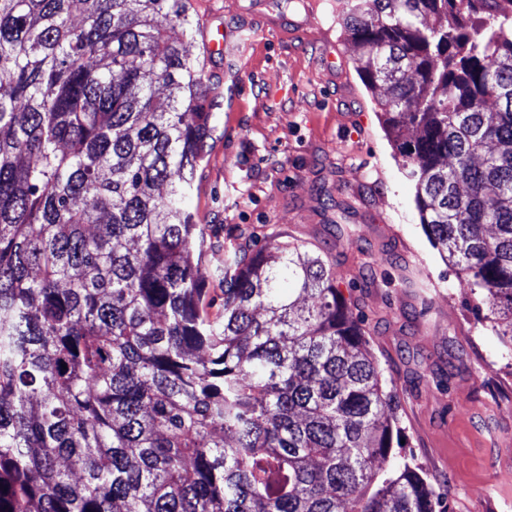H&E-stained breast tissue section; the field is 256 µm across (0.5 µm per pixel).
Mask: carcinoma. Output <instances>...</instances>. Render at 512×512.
<instances>
[{
    "mask_svg": "<svg viewBox=\"0 0 512 512\" xmlns=\"http://www.w3.org/2000/svg\"><path fill=\"white\" fill-rule=\"evenodd\" d=\"M349 2L420 224L512 342V0ZM191 9L0 0V512H438L321 257L226 249L207 312L210 76L158 25Z\"/></svg>",
    "mask_w": 512,
    "mask_h": 512,
    "instance_id": "carcinoma-1",
    "label": "carcinoma"
}]
</instances>
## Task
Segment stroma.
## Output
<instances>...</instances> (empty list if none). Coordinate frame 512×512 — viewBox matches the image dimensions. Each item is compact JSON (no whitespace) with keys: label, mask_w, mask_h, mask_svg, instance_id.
<instances>
[{"label":"stroma","mask_w":512,"mask_h":512,"mask_svg":"<svg viewBox=\"0 0 512 512\" xmlns=\"http://www.w3.org/2000/svg\"><path fill=\"white\" fill-rule=\"evenodd\" d=\"M163 24L218 86L216 128L188 205L207 229L200 274L222 318L225 248L298 242L364 319L398 405V456L448 512H512V364L419 221L415 188L336 17L348 0H191ZM225 47L205 60V38Z\"/></svg>","instance_id":"35a3bbf8"}]
</instances>
